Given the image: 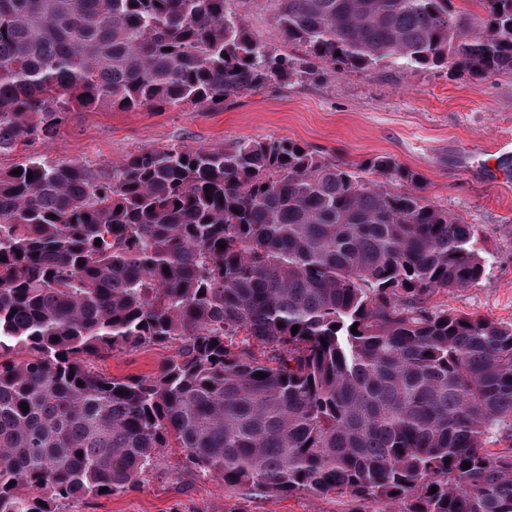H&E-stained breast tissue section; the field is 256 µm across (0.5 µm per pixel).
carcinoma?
Wrapping results in <instances>:
<instances>
[{"label":"carcinoma","mask_w":512,"mask_h":512,"mask_svg":"<svg viewBox=\"0 0 512 512\" xmlns=\"http://www.w3.org/2000/svg\"><path fill=\"white\" fill-rule=\"evenodd\" d=\"M270 2L308 57L253 40L229 0H0V152L71 112L285 87L312 57L512 72V0H476L477 18L455 0ZM18 168L0 172V512L121 492L163 448L255 496L512 512V325L430 304L485 262L415 171L289 138ZM144 346L174 348L151 377L90 367Z\"/></svg>","instance_id":"carcinoma-1"}]
</instances>
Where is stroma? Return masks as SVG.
I'll list each match as a JSON object with an SVG mask.
<instances>
[{
	"mask_svg": "<svg viewBox=\"0 0 512 512\" xmlns=\"http://www.w3.org/2000/svg\"><path fill=\"white\" fill-rule=\"evenodd\" d=\"M251 37L276 52L302 55L273 20L270 0H233ZM317 76L285 87L266 86L224 104L171 111L74 112L54 137L21 142L0 152V171L38 155L91 170L162 145L210 149L241 140L290 138L317 154L359 163L389 154L421 176L429 200L477 228L486 274L476 285L435 294L433 305L512 324V153L493 152L512 141V73L486 78L444 68L383 63L365 71L335 72L317 62ZM171 351L145 346L93 358L109 377L158 372ZM349 512V499L309 491L290 498L247 495L220 478L201 477L178 448L163 449L153 468L132 487L107 496L81 497L64 512Z\"/></svg>",
	"mask_w": 512,
	"mask_h": 512,
	"instance_id": "obj_1",
	"label": "stroma"
}]
</instances>
